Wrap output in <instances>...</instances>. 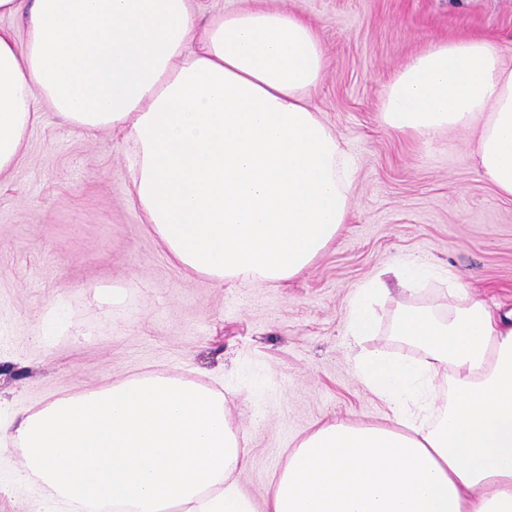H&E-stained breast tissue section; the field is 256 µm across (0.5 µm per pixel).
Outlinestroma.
Returning a JSON list of instances; mask_svg holds the SVG:
<instances>
[{
	"label": "stroma",
	"instance_id": "1",
	"mask_svg": "<svg viewBox=\"0 0 512 512\" xmlns=\"http://www.w3.org/2000/svg\"><path fill=\"white\" fill-rule=\"evenodd\" d=\"M266 2L315 28L326 73L312 105L356 162L346 222L300 276L220 286L175 265L130 200L132 142L44 106L0 179V424L145 372L191 379L223 391L250 450L239 485L258 504L317 421L392 420L347 345L358 288L403 262L434 271L376 308L366 345L393 355L411 351L390 334L397 303L441 304L447 277L512 307V199L478 168L471 134L407 136L380 112L386 85L432 42L512 45V0Z\"/></svg>",
	"mask_w": 512,
	"mask_h": 512
}]
</instances>
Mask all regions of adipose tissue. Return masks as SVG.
<instances>
[{
	"label": "adipose tissue",
	"instance_id": "1",
	"mask_svg": "<svg viewBox=\"0 0 512 512\" xmlns=\"http://www.w3.org/2000/svg\"><path fill=\"white\" fill-rule=\"evenodd\" d=\"M0 176L46 105L130 138V197L181 268L218 284L298 277L348 214L354 163L311 98L326 59L302 16L262 0L197 27L193 0H0ZM482 38L437 41L388 83L384 124L472 130L512 197V67ZM381 281L347 319L365 386L392 424L332 419L287 454L262 507L238 488L249 450L224 393L141 374L16 415L20 482L42 512H512V309L449 282L443 312L397 307L420 360L362 346Z\"/></svg>",
	"mask_w": 512,
	"mask_h": 512
}]
</instances>
